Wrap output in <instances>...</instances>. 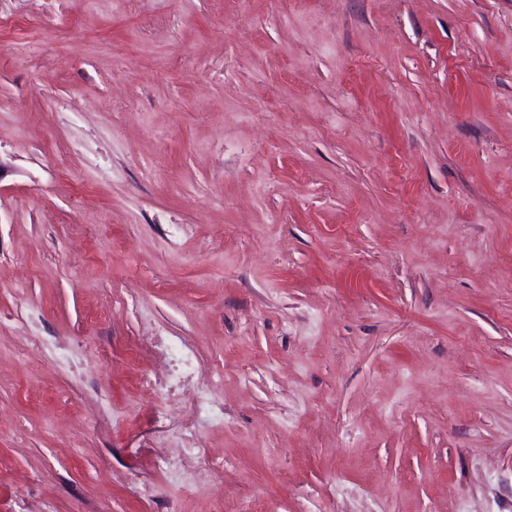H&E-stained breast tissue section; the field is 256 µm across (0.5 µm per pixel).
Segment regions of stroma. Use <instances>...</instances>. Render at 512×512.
<instances>
[{"label":"stroma","mask_w":512,"mask_h":512,"mask_svg":"<svg viewBox=\"0 0 512 512\" xmlns=\"http://www.w3.org/2000/svg\"><path fill=\"white\" fill-rule=\"evenodd\" d=\"M252 497L512 512V0H0V512ZM183 448L173 455H167L166 465L168 472L178 477L179 480L186 483L187 488L191 489L194 485L199 486L205 482L223 484L224 481V463L211 460L208 468L189 472L184 467Z\"/></svg>","instance_id":"1"}]
</instances>
